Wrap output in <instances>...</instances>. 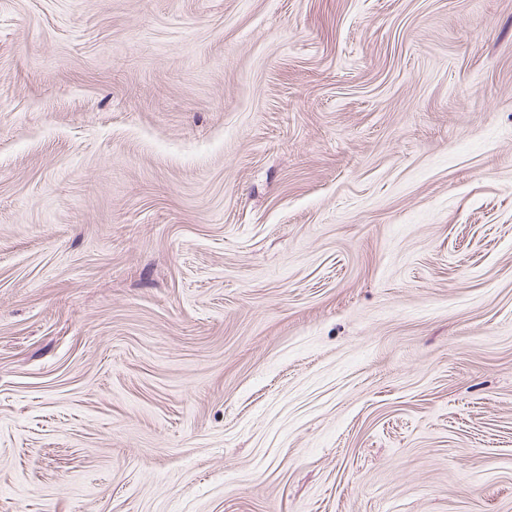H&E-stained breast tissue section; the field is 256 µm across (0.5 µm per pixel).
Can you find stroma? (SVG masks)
I'll use <instances>...</instances> for the list:
<instances>
[{
  "label": "stroma",
  "mask_w": 512,
  "mask_h": 512,
  "mask_svg": "<svg viewBox=\"0 0 512 512\" xmlns=\"http://www.w3.org/2000/svg\"><path fill=\"white\" fill-rule=\"evenodd\" d=\"M0 512H512V0H0Z\"/></svg>",
  "instance_id": "stroma-1"
}]
</instances>
